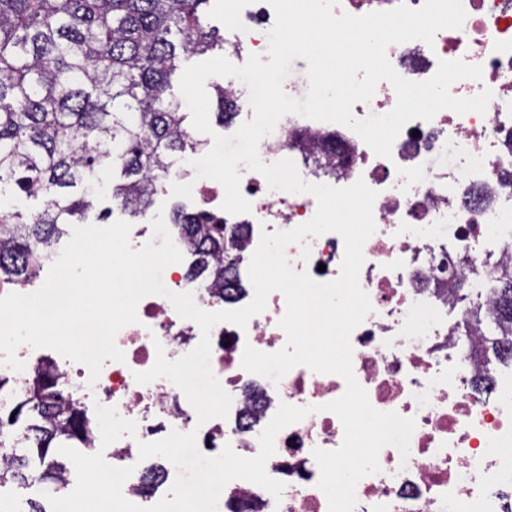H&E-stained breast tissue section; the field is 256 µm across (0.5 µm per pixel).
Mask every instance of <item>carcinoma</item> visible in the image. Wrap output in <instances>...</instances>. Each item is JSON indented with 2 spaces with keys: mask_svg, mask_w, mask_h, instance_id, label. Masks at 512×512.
Here are the masks:
<instances>
[{
  "mask_svg": "<svg viewBox=\"0 0 512 512\" xmlns=\"http://www.w3.org/2000/svg\"><path fill=\"white\" fill-rule=\"evenodd\" d=\"M209 0H0V197L13 188L44 195L41 211L0 207V282L37 276L67 226L93 206L114 171L112 199L131 218L164 191L177 160L202 142L170 92L183 63L224 49L201 6ZM219 120L236 107L214 85ZM82 186L72 199L67 189ZM191 249L187 278L206 272L222 288L237 277L243 228L226 230L207 215L173 213ZM488 310L465 320L482 354L512 350V273L496 280ZM43 369L23 392L0 377V487L36 481L58 491L69 469L59 447L89 448L85 414Z\"/></svg>",
  "mask_w": 512,
  "mask_h": 512,
  "instance_id": "carcinoma-1",
  "label": "carcinoma"
}]
</instances>
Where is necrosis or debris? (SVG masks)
<instances>
[{
	"label": "necrosis or debris",
	"instance_id": "necrosis-or-debris-1",
	"mask_svg": "<svg viewBox=\"0 0 512 512\" xmlns=\"http://www.w3.org/2000/svg\"><path fill=\"white\" fill-rule=\"evenodd\" d=\"M225 2L227 33L247 54L265 55L273 8L257 6L256 0ZM462 5L461 28L438 32L430 44L390 45L387 58L411 81L431 78L443 60L481 66V79L459 80L451 92L467 98L490 90L485 113L444 109L431 120H412L388 158L375 155L347 126L296 114L281 118L259 144L264 163L291 159L307 182L342 188L361 178L378 193L376 231L363 246L359 272L372 310L350 337L353 370L376 410L415 418L416 429L408 457L393 446L381 449V471L358 482L354 512H512V372H497L472 358L448 320L457 310L448 293L450 280L464 278L475 295L473 310L483 312L490 303V282L502 268L512 269V0H462ZM327 133L335 134L348 158L342 168L316 163L297 147ZM169 178L184 187L196 212L221 224L247 226V259L262 232L295 228L317 210L312 194L269 189L254 171H243L240 181L251 210L236 215L222 208L223 186L197 179L192 167L177 166ZM305 246L310 249L306 259L301 256ZM344 252V240L335 232L306 237L285 250L294 270L322 282L339 276ZM162 281L169 292L193 293L206 311L235 310L251 300L247 294L224 299L189 281L178 263L164 270ZM285 311V298L275 291L246 327L224 322L213 328L211 370L232 399L224 419L199 422L173 383L158 379L141 385L134 378L153 366L157 349L175 360L201 339L199 326L181 318L166 296L140 301L138 323L116 336L124 361H105L97 381H90L85 365L53 350L35 355L27 345L16 351L24 371L10 377L20 383L35 365H51L75 401L116 407L134 421L135 436L112 443V464L132 468L122 492L143 507L168 496L176 469L156 456L140 459L139 441L193 430L206 456H218L229 445L252 457L280 404L316 406V413L276 436L266 471L283 483L281 496L234 480L224 487L217 512H328L313 451L342 443V423L324 406L344 394V379L297 366L275 383L241 365L245 347L273 353L285 346L279 326Z\"/></svg>",
	"mask_w": 512,
	"mask_h": 512
}]
</instances>
